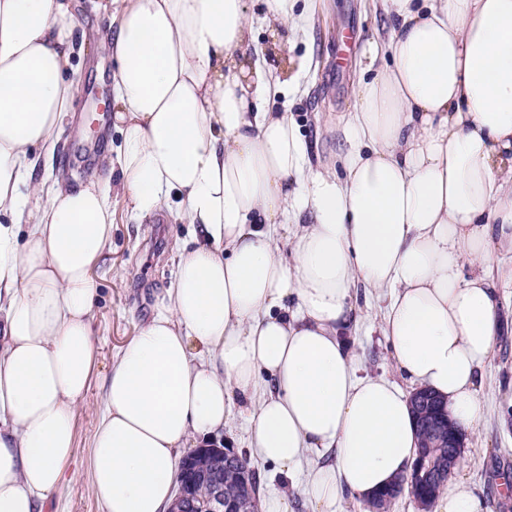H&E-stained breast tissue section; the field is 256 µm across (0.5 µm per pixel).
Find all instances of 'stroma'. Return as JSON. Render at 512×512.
<instances>
[{"label":"stroma","instance_id":"1","mask_svg":"<svg viewBox=\"0 0 512 512\" xmlns=\"http://www.w3.org/2000/svg\"><path fill=\"white\" fill-rule=\"evenodd\" d=\"M312 6L314 21L297 39L274 46L262 20L263 0L253 8L257 16L253 55L276 67L284 83L298 86L280 104L292 114L315 153L328 158L336 150L337 113L354 109L352 89L359 78L362 49L384 35L386 21L374 0H298V8ZM75 53L71 76L80 87L73 110L52 150L38 154L35 178L87 179L113 182L112 243L91 276L98 284L94 307L98 370L106 372L122 347L134 336L175 284L177 251L191 246L193 227L177 212L164 211L143 220L128 211L117 174L108 161L116 157L120 135L112 125L111 108H98L110 98L107 83L112 64L97 53L95 41L107 34V23L78 0ZM379 307L360 308L355 318L354 347L362 374L397 380L387 344L381 336ZM103 391L93 379L77 418V452L66 481L45 504L44 512H105L95 500L83 468ZM484 424L468 434L466 457L456 470L484 500L486 512H512V496L504 494V477L512 474V335L501 337L493 355L489 388L482 397Z\"/></svg>","mask_w":512,"mask_h":512}]
</instances>
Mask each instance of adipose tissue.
<instances>
[{"label": "adipose tissue", "instance_id": "obj_1", "mask_svg": "<svg viewBox=\"0 0 512 512\" xmlns=\"http://www.w3.org/2000/svg\"><path fill=\"white\" fill-rule=\"evenodd\" d=\"M113 33L119 183L129 210L178 197L194 224L162 308L103 379L84 459L105 512H166L190 441L238 413L251 457L312 512L409 476L414 390L467 431L512 306V0H382L371 80L313 160L282 85L237 59L251 0H92ZM69 0H0V512H42L75 456L97 364L90 269L112 236L108 187L33 180L73 108ZM287 233L290 259L277 241ZM385 301L399 382L361 375L358 289Z\"/></svg>", "mask_w": 512, "mask_h": 512}]
</instances>
